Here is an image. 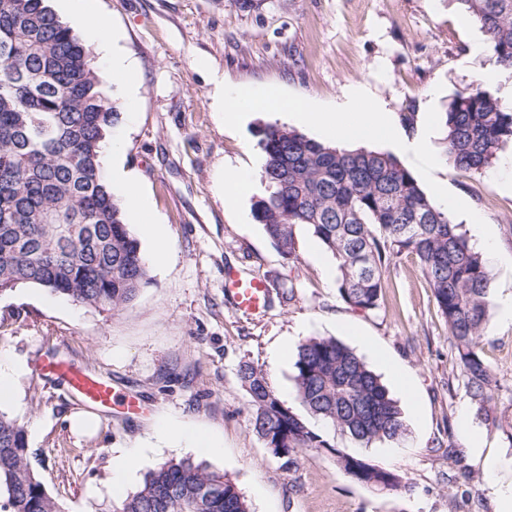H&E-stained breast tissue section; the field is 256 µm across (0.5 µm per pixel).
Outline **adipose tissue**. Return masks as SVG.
Instances as JSON below:
<instances>
[{
	"mask_svg": "<svg viewBox=\"0 0 512 512\" xmlns=\"http://www.w3.org/2000/svg\"><path fill=\"white\" fill-rule=\"evenodd\" d=\"M69 11L77 18L79 30L95 43L111 79L123 81L127 90H134V67L126 56L113 47L107 22L88 9L86 0H66ZM221 106L226 123L235 124L254 112H286L299 123L315 127L329 140L365 145L390 138V120L382 107L358 103L355 109L334 112L313 111L307 101L287 97L277 89L257 94L246 87L223 91Z\"/></svg>",
	"mask_w": 512,
	"mask_h": 512,
	"instance_id": "ef3b65f1",
	"label": "adipose tissue"
}]
</instances>
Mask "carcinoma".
I'll list each match as a JSON object with an SVG mask.
<instances>
[{"instance_id":"carcinoma-1","label":"carcinoma","mask_w":512,"mask_h":512,"mask_svg":"<svg viewBox=\"0 0 512 512\" xmlns=\"http://www.w3.org/2000/svg\"><path fill=\"white\" fill-rule=\"evenodd\" d=\"M496 62L512 68V0H458ZM107 78L92 64L86 38L46 0H0V294L36 286L82 307L115 311L149 283V267L100 160L119 112ZM512 141V107L484 92L462 91L446 111L448 157L480 173ZM266 194L253 216L283 256L298 258L300 229L338 261L337 293L349 307L380 306L387 264L415 256L448 325L455 364L477 416L512 446V422L495 394L500 383L484 354L492 276L448 213L389 152L331 146L276 123L259 130ZM78 229L68 234L66 227ZM251 430L286 469L308 448H330L351 479L379 492L400 487L394 471L345 453L315 430L318 420L351 442H394L402 411L355 350L334 337L297 347L293 380L302 412L283 404L266 374L238 367ZM27 429L0 411V509L65 512L29 460ZM115 512H250L226 474L188 459L149 469Z\"/></svg>"}]
</instances>
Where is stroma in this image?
Returning a JSON list of instances; mask_svg holds the SVG:
<instances>
[{
	"label": "stroma",
	"instance_id": "stroma-1",
	"mask_svg": "<svg viewBox=\"0 0 512 512\" xmlns=\"http://www.w3.org/2000/svg\"><path fill=\"white\" fill-rule=\"evenodd\" d=\"M117 47L140 82L135 100L123 86L109 97L120 114L123 168L139 186L170 253L150 265L151 280L119 311H98L26 286L0 295V355L22 364L15 398L1 406L28 430L30 462L65 512H113L112 459L151 439L158 420L210 432L223 451L208 455L155 442L151 464L187 458L224 471L250 512H500L482 479L483 455L512 459V445L477 417L458 375L447 324L418 260L405 254L384 275L381 305L350 308L337 294L338 263L307 231L299 258L283 257L252 216L253 197L231 203L220 186L228 167L259 172L257 132L279 123L310 138L317 131L284 115L225 123L218 87L277 88L322 112L363 92L388 112L400 138L425 139L416 157L394 154L435 205L460 199L496 237L488 267L492 291L512 293V158L504 145L480 173L458 170L446 151L448 103L475 88L489 61L479 27L456 0H96ZM264 279L279 291L293 279V301L272 298L252 316L224 301V273ZM333 336L381 375L403 412L406 434L395 443L357 449L332 436V449H306L282 468L249 428L252 409L237 370L262 369L284 405L298 408L296 345ZM485 352L512 405V319L490 313ZM65 359L139 398L138 415L115 412L97 430L73 433L79 404L62 382L34 374L37 360ZM481 434L483 455L460 430ZM454 452H447V443ZM361 453L397 471L398 490L379 493L336 465L335 450Z\"/></svg>",
	"mask_w": 512,
	"mask_h": 512
}]
</instances>
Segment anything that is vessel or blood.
Here are the masks:
<instances>
[{
  "mask_svg": "<svg viewBox=\"0 0 512 512\" xmlns=\"http://www.w3.org/2000/svg\"><path fill=\"white\" fill-rule=\"evenodd\" d=\"M269 289L262 279L245 277L236 272L224 275V298L236 310L250 315L264 313L267 308ZM36 374L40 377L64 379L71 394L83 405L95 409L98 414L119 410L133 414L139 410L136 398L116 392L110 381L92 374L65 360L42 359Z\"/></svg>",
  "mask_w": 512,
  "mask_h": 512,
  "instance_id": "b4317fda",
  "label": "vessel or blood"
}]
</instances>
